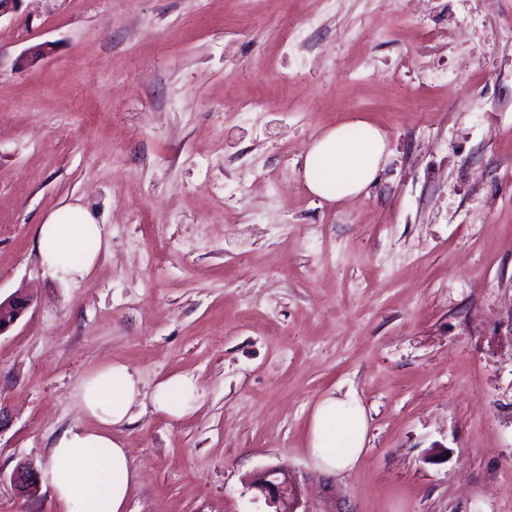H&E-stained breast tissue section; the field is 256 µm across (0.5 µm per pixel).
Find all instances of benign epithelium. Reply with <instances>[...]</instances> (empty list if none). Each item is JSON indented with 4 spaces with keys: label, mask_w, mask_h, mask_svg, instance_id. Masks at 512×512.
Masks as SVG:
<instances>
[{
    "label": "benign epithelium",
    "mask_w": 512,
    "mask_h": 512,
    "mask_svg": "<svg viewBox=\"0 0 512 512\" xmlns=\"http://www.w3.org/2000/svg\"><path fill=\"white\" fill-rule=\"evenodd\" d=\"M31 303V298L21 292L0 299V335L18 322ZM37 480L36 472L25 465L18 466L12 474V481L31 493ZM309 482L305 473L271 467L254 473L249 486L258 490L275 507V512H357L348 497L336 489L333 479L322 478L313 495L306 494Z\"/></svg>",
    "instance_id": "1"
}]
</instances>
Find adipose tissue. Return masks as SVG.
Returning <instances> with one entry per match:
<instances>
[{"mask_svg":"<svg viewBox=\"0 0 512 512\" xmlns=\"http://www.w3.org/2000/svg\"><path fill=\"white\" fill-rule=\"evenodd\" d=\"M387 151L384 136L369 124H362L357 136L345 125L331 128L305 157L306 185L312 194L330 201L359 195L375 178ZM102 237V225L87 209L68 204L40 224L38 253L42 264L60 277L82 279L94 267L97 254L88 252L76 261L71 252L84 241L98 242ZM141 397L137 377L123 363L103 365L83 379L78 401L94 424L63 430L50 449V465L41 472L59 512H126L136 474L113 430L133 422ZM152 401L156 410L178 418L196 407L199 393L192 378L175 375L157 383ZM366 427L365 410L354 397L323 399L309 425L307 452L315 466L328 474L353 468Z\"/></svg>","mask_w":512,"mask_h":512,"instance_id":"adipose-tissue-1","label":"adipose tissue"}]
</instances>
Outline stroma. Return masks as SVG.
<instances>
[{
  "mask_svg": "<svg viewBox=\"0 0 512 512\" xmlns=\"http://www.w3.org/2000/svg\"><path fill=\"white\" fill-rule=\"evenodd\" d=\"M510 22L512 0H22L0 18V295L32 297L0 335V512H57L11 474L91 425L76 394L112 361L146 397L115 431L130 512H273L246 480L319 477L308 429L332 394L367 416L334 478L357 512H512ZM356 121L388 142L374 182L312 195L307 150ZM66 204L106 231L78 281L36 245ZM180 374L201 397L176 420L151 397Z\"/></svg>",
  "mask_w": 512,
  "mask_h": 512,
  "instance_id": "1",
  "label": "stroma"
}]
</instances>
